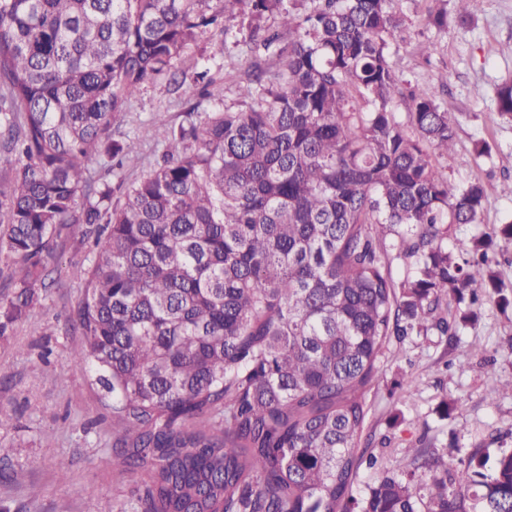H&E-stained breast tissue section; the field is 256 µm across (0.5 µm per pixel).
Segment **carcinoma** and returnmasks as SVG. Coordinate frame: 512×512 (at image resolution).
<instances>
[{
    "instance_id": "obj_1",
    "label": "carcinoma",
    "mask_w": 512,
    "mask_h": 512,
    "mask_svg": "<svg viewBox=\"0 0 512 512\" xmlns=\"http://www.w3.org/2000/svg\"><path fill=\"white\" fill-rule=\"evenodd\" d=\"M245 18L276 69L256 58L237 108L157 113V165L126 182L129 99L165 75L182 89L187 46ZM402 33L394 0H0V273L18 267L0 337L49 287L58 241L95 235L72 268L73 361L94 369L141 512H512L504 450L460 470L408 448L421 473L354 495L391 339L453 341L465 291L512 303L488 255L512 223L448 250L485 189L437 166L454 125L394 70ZM497 104L512 120V83ZM100 155L110 181L90 175Z\"/></svg>"
}]
</instances>
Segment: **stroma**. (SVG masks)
Here are the masks:
<instances>
[{"mask_svg": "<svg viewBox=\"0 0 512 512\" xmlns=\"http://www.w3.org/2000/svg\"><path fill=\"white\" fill-rule=\"evenodd\" d=\"M430 0H396L405 20V40L390 47L392 64L403 78L421 86L437 85L439 100L454 122L455 146L438 165L455 184L478 180L485 188L480 221L448 228V245L492 232L512 221V122L497 109V89L512 81V0H471L470 17L449 20L447 31L428 21ZM248 32L232 36L202 34L177 62L191 79L196 62L235 63L234 71L211 89L200 109L211 112L239 104L238 82L251 60L245 54ZM186 98L172 94L167 80L145 83L125 110L124 131L138 140L137 179L159 158L164 131L153 122L157 112L180 123ZM491 154L477 156V142ZM94 238L72 237L60 244L51 266V288L38 304L0 338V445L11 448V467L0 478V508L6 512H128L134 483L113 463L112 411L100 398L90 372L71 361L83 344L71 322L84 284L71 274L75 263H89ZM52 335H45V326ZM512 382V306L488 301L473 321L461 325L455 341L434 334L391 341L378 379L366 400L369 450L376 468H360L354 489L363 492L382 472L397 468L410 447L428 449L450 465L465 467L479 448L512 449V394L489 401L487 391Z\"/></svg>", "mask_w": 512, "mask_h": 512, "instance_id": "obj_1", "label": "stroma"}]
</instances>
